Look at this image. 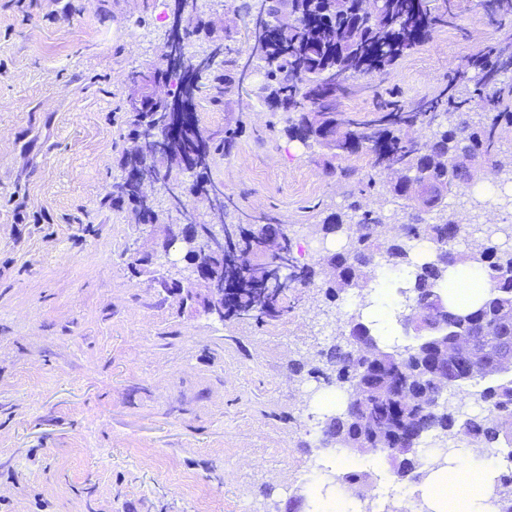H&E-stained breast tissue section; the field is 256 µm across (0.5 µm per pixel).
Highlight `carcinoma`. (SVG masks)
<instances>
[{
  "label": "carcinoma",
  "instance_id": "cac0c4a2",
  "mask_svg": "<svg viewBox=\"0 0 512 512\" xmlns=\"http://www.w3.org/2000/svg\"><path fill=\"white\" fill-rule=\"evenodd\" d=\"M254 12L253 0H243L240 10L249 19L251 37L246 51L229 45L219 60L206 64L199 79L185 82L184 74L164 72L157 83L171 84L170 97L188 101L191 111L167 124L163 163L176 181L185 164L197 159L203 167L197 184L211 183L209 171L219 151L229 152L236 130L224 128L217 138L203 129L193 110L203 90H212L210 102L245 106L255 99L285 116V132L304 143L313 142L327 151L329 175L344 178L332 159L366 151L371 166L387 173L386 193L401 201L404 210L395 235L385 238L380 226L389 220L383 212L358 201L351 214L326 218L319 239H345L341 250L327 257L334 268L327 292L338 299L356 291L355 315L347 325L362 327L364 335L342 330L334 343L320 351L319 364L309 375L328 389L343 395L341 411L326 418L323 435H353L362 439L372 454L388 459L399 479L420 482L430 470L423 462V442L432 435L448 443L436 449L442 461L461 455L470 443L485 448L512 445V364L499 363L503 340L512 341V321L500 312L512 307V222L489 228L476 224L479 248L457 249L464 227L456 213L448 211V198L468 197L471 208L495 210L512 217V197L478 199L469 193L475 184V166L512 181V160L503 151V132L512 128V36L499 42L492 54H477L469 65L475 76L451 87L446 95L423 101L416 108L383 112L374 119L358 120L336 111V90L347 80L381 74L397 59L425 43L438 21L452 16L448 0H375L367 10L363 0H263ZM183 32L200 23L199 4L182 13ZM431 129L427 142L401 134L421 123ZM141 147L122 160V191L112 200L130 206L135 224L145 222L137 186L150 180L145 167L135 164ZM283 246L265 260H258L264 245L254 233L224 247V308L260 317L288 309V292L276 273L289 283L312 284L310 266L294 256L287 234ZM433 246L434 257L420 262L413 243ZM373 266L402 276L406 301L397 303V321L405 326L413 313L447 329V335L431 339L433 351L422 355L414 344H381L375 321H365L363 309L384 296L386 283L367 276ZM476 269L491 283L486 298L468 306L456 304L454 288ZM374 338L373 350L362 353L364 336ZM467 338L475 370L464 374L456 364L433 370L426 361L437 357L441 346L453 351ZM471 400L477 415L461 411L459 402ZM401 439L410 441L409 452L395 451ZM494 496L484 501L485 512H512V469L495 470Z\"/></svg>",
  "mask_w": 512,
  "mask_h": 512
}]
</instances>
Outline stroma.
I'll return each mask as SVG.
<instances>
[{"mask_svg": "<svg viewBox=\"0 0 512 512\" xmlns=\"http://www.w3.org/2000/svg\"><path fill=\"white\" fill-rule=\"evenodd\" d=\"M484 0H453L455 24L381 76L352 79L340 108L436 94L467 56L512 34ZM174 0H0V512H310L301 473L321 457L325 411L298 364L316 363L351 301L290 292L275 321L217 320L157 281L163 229L107 201L133 146L131 77L158 63ZM203 48L248 25L233 0H204ZM208 131L240 133L210 176L240 213L294 245L348 210L370 158L326 174L318 145L287 139L261 103L225 114L202 99ZM372 174V173H371ZM151 264H141L143 255Z\"/></svg>", "mask_w": 512, "mask_h": 512, "instance_id": "stroma-1", "label": "stroma"}]
</instances>
